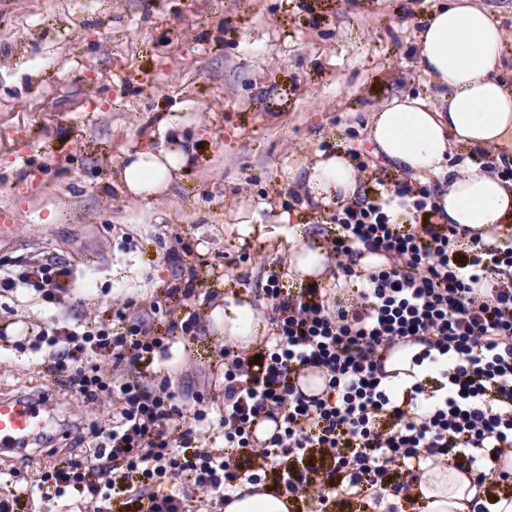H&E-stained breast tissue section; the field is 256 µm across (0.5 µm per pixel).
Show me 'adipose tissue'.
Wrapping results in <instances>:
<instances>
[{"instance_id":"1","label":"adipose tissue","mask_w":512,"mask_h":512,"mask_svg":"<svg viewBox=\"0 0 512 512\" xmlns=\"http://www.w3.org/2000/svg\"><path fill=\"white\" fill-rule=\"evenodd\" d=\"M504 33L493 16L448 0L433 12L419 35V62L439 86L437 103L403 95L374 113L370 138L392 168L436 181L434 197L444 224L479 231L512 223V184L481 164H449L452 144L484 148L512 138V89L492 75ZM179 149L140 151L126 157L119 179L124 191L149 199L164 192L186 164ZM298 173L314 202L350 203L361 193L359 176L346 154L303 163ZM421 492L429 512H466L474 493L470 478L443 467L428 470ZM286 497L262 485L241 482L224 512H289Z\"/></svg>"}]
</instances>
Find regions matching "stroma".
<instances>
[{"mask_svg": "<svg viewBox=\"0 0 512 512\" xmlns=\"http://www.w3.org/2000/svg\"><path fill=\"white\" fill-rule=\"evenodd\" d=\"M443 0H0V258L45 254L74 264L76 320L104 319L133 298L135 315L196 268L200 332L160 361L190 391L224 402L216 370L225 345L214 312L251 303L272 336L263 295L295 242L323 253L322 269L285 271L299 293L325 283L334 258L335 205L307 202L292 172L338 150L360 167L362 191L397 177L371 150L372 112L394 97L432 99L418 40ZM493 13L506 42L496 76L512 86V0H472ZM177 126L193 152L150 201L124 194L127 154L169 148ZM300 227L297 241L283 217ZM192 253H183L181 243ZM50 313L26 298L0 307V329L21 340ZM42 395L44 443L29 462L0 453V471L30 474L49 456L80 454L76 438L107 404L54 384L37 356L0 348V396Z\"/></svg>", "mask_w": 512, "mask_h": 512, "instance_id": "stroma-1", "label": "stroma"}]
</instances>
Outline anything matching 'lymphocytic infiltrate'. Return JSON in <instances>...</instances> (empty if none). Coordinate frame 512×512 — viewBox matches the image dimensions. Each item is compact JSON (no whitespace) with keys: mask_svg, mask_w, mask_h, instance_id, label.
I'll use <instances>...</instances> for the list:
<instances>
[{"mask_svg":"<svg viewBox=\"0 0 512 512\" xmlns=\"http://www.w3.org/2000/svg\"><path fill=\"white\" fill-rule=\"evenodd\" d=\"M399 207L410 223L395 222ZM438 211L431 190L406 176L377 180L334 214L333 279L360 284L356 306L329 287L285 292L270 272L274 336L255 357L225 350L215 419L201 394L182 397L164 375L143 379L197 330V313L162 330L132 325L129 298L109 320L75 322L73 266L52 256L1 260L0 294L31 290L55 311L29 343L46 372L85 402L112 401L108 422L90 428L96 448L39 470L41 498L112 512V489L132 480L142 512H222L238 482L266 480L308 512L349 498L372 512H397L404 501L428 512L415 488L443 464L480 487L468 512H492L500 494H512V233L493 225L498 245L489 249L482 233L435 223ZM407 348L398 394L386 361ZM308 368L323 379L313 394L296 384ZM262 419L281 425L257 447L251 431ZM248 453L256 465L242 463Z\"/></svg>","mask_w":512,"mask_h":512,"instance_id":"1","label":"lymphocytic infiltrate"}]
</instances>
